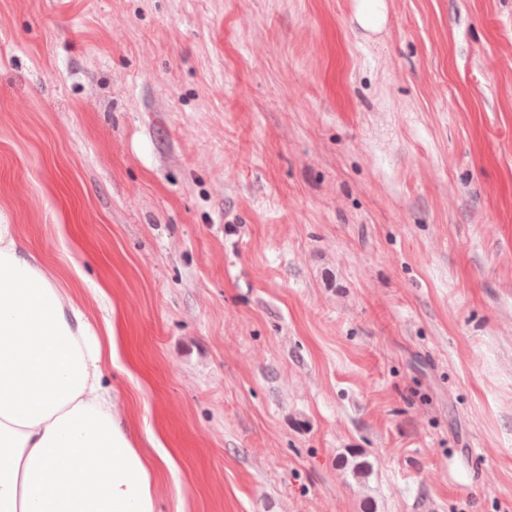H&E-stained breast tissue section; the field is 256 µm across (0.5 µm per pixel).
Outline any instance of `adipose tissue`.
I'll use <instances>...</instances> for the list:
<instances>
[{
  "label": "adipose tissue",
  "instance_id": "adipose-tissue-1",
  "mask_svg": "<svg viewBox=\"0 0 512 512\" xmlns=\"http://www.w3.org/2000/svg\"><path fill=\"white\" fill-rule=\"evenodd\" d=\"M97 333L0 223V512H157L166 451L147 457L112 413Z\"/></svg>",
  "mask_w": 512,
  "mask_h": 512
}]
</instances>
